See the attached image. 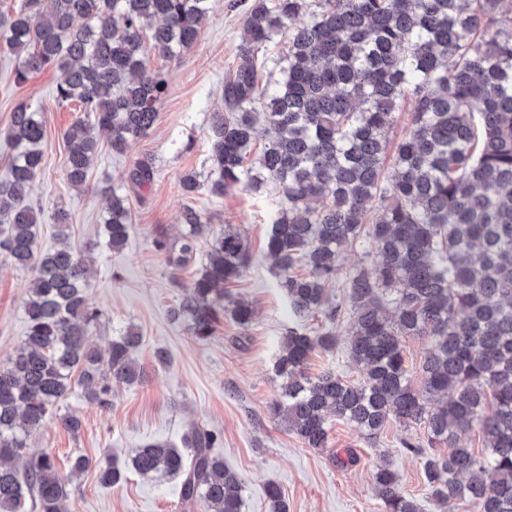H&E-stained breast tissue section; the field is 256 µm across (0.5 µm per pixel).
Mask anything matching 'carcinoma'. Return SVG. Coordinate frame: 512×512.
<instances>
[{"mask_svg": "<svg viewBox=\"0 0 512 512\" xmlns=\"http://www.w3.org/2000/svg\"><path fill=\"white\" fill-rule=\"evenodd\" d=\"M212 0H21L0 11V46L16 58L15 82L48 67L59 72L56 101L78 105L89 124L66 133L67 179L87 182L99 141L114 154L149 134L159 118L169 78L149 65V52L172 58L196 42ZM502 0H253L243 22L241 62L224 79V111L210 118L211 169L188 172L181 189L221 197L243 187L272 185L280 197L270 218L267 256L300 322L322 318L312 334L290 328L274 372L279 394L270 415L308 448L328 447L329 417L368 438L393 418L424 429L423 471L434 499L454 512L475 501L481 512H512V19ZM303 14L308 20L297 21ZM285 37L272 60L280 78L263 83L257 52ZM405 114L403 134L390 133ZM266 142L250 155L257 125ZM8 136L17 152L0 182V256L32 273L25 302L27 332L0 365V512H64L66 484L54 457L29 452L28 439L59 414L76 433L78 417L59 413L73 388L107 410L112 384L133 385L144 372L130 352L142 342L129 327L107 354L89 341L101 311L87 304L90 286L81 252L38 249L40 212L23 204L42 170L45 127L22 103ZM144 187L153 164L125 172ZM174 242L158 238L175 285L172 315L199 340L229 315L246 335L250 304H224L228 287L252 263L232 226L218 233L188 206ZM132 224L127 198H106L102 238L125 246ZM370 242V269L346 273L342 252ZM206 262L188 284L179 272ZM344 279L335 301L327 285ZM344 326L351 359L363 369L353 383L333 369L309 375L311 354L336 348ZM408 336L428 348L413 385L403 350ZM441 404L431 410L430 398ZM478 427L484 449L459 445ZM213 430L191 426L183 446H139L130 469L180 478L182 512H243L242 486L216 448ZM22 460V469L10 465ZM102 484L115 486L124 469L100 464ZM380 512H419L389 468L374 476ZM266 495L271 512H288L280 489Z\"/></svg>", "mask_w": 512, "mask_h": 512, "instance_id": "cac0c4a2", "label": "carcinoma"}]
</instances>
